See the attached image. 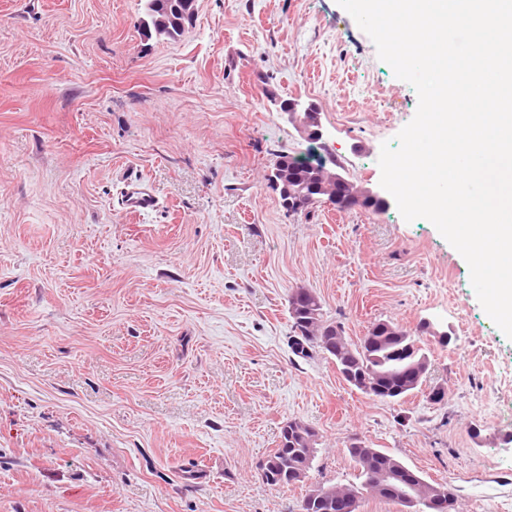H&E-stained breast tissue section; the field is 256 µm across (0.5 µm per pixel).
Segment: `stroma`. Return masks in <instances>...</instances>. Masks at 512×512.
<instances>
[{
  "mask_svg": "<svg viewBox=\"0 0 512 512\" xmlns=\"http://www.w3.org/2000/svg\"><path fill=\"white\" fill-rule=\"evenodd\" d=\"M141 0H0V512H299L355 482L356 441L512 512V339L428 220L319 205L268 180L311 146L275 100L318 104L336 172L379 188L418 107L336 0H197L175 40ZM158 207L129 216V176ZM359 342L421 338V392L381 401L328 355L294 356L289 297ZM448 390L431 403L426 392ZM319 434L304 484L260 466L291 420Z\"/></svg>",
  "mask_w": 512,
  "mask_h": 512,
  "instance_id": "stroma-1",
  "label": "stroma"
}]
</instances>
